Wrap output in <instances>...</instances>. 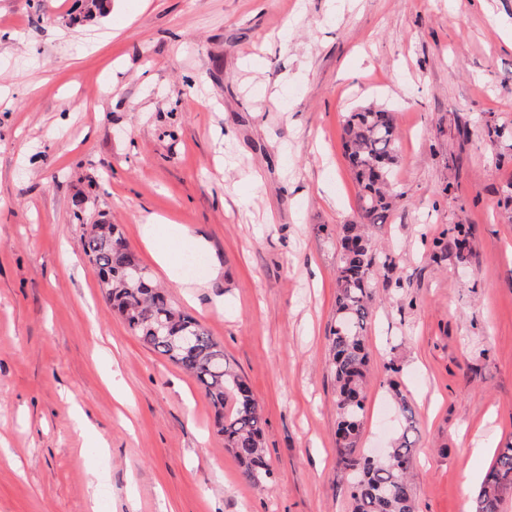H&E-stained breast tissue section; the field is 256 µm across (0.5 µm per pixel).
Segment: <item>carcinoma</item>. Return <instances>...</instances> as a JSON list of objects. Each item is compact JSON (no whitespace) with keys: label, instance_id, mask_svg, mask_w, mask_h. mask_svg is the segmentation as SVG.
Masks as SVG:
<instances>
[{"label":"carcinoma","instance_id":"obj_1","mask_svg":"<svg viewBox=\"0 0 512 512\" xmlns=\"http://www.w3.org/2000/svg\"><path fill=\"white\" fill-rule=\"evenodd\" d=\"M346 158L358 191L359 221L341 224L336 277V319L330 347L336 381V455L351 486L353 512H415L412 484L415 412L395 384L390 386L402 429L387 455L371 459L357 448L365 411L369 372L366 333L375 300L377 269L393 265L377 253L370 233L381 224L399 196L391 175L398 159L395 115L382 106H364L348 113L342 127ZM83 250L97 268L105 297L132 333L151 350L195 377L213 410V422L224 436V448L252 485L268 484L273 472L263 446L262 414L251 385L230 364L224 350L194 316L175 307L167 292L149 274L135 284L126 274L141 267L116 224H94L84 236ZM191 334L196 343L181 345ZM512 492V446L500 450L484 476L474 512H502Z\"/></svg>","mask_w":512,"mask_h":512}]
</instances>
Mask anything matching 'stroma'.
Returning <instances> with one entry per match:
<instances>
[{
    "instance_id": "1",
    "label": "stroma",
    "mask_w": 512,
    "mask_h": 512,
    "mask_svg": "<svg viewBox=\"0 0 512 512\" xmlns=\"http://www.w3.org/2000/svg\"><path fill=\"white\" fill-rule=\"evenodd\" d=\"M0 0V512H352L330 371L339 241L357 218L346 113L395 114L361 448L416 415L417 512H473L512 444V0ZM107 93L94 111L83 100ZM278 98L279 108L268 105ZM81 218H74V211ZM210 248L185 288L149 216ZM119 225L250 382L273 478L245 482L194 378L114 314L83 252ZM465 231L466 257L437 260ZM97 430L74 426L72 406Z\"/></svg>"
}]
</instances>
